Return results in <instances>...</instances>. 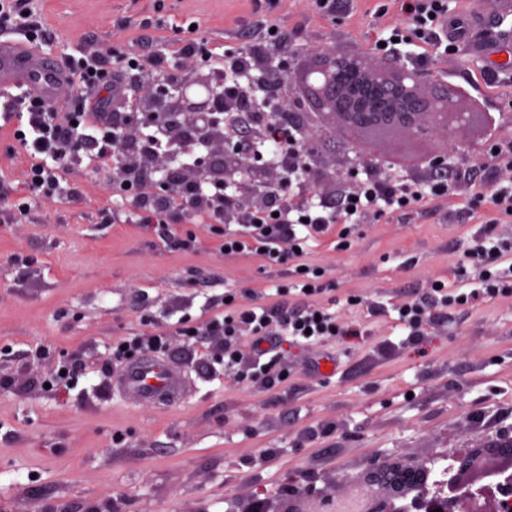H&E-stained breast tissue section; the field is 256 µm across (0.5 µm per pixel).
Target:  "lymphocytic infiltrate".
I'll list each match as a JSON object with an SVG mask.
<instances>
[{"label":"lymphocytic infiltrate","mask_w":512,"mask_h":512,"mask_svg":"<svg viewBox=\"0 0 512 512\" xmlns=\"http://www.w3.org/2000/svg\"><path fill=\"white\" fill-rule=\"evenodd\" d=\"M180 43L181 56L207 66L213 77L223 79L225 91L231 93L238 87L241 70H251L254 79L264 80V72L256 68V59L273 52L287 53L293 39L287 29L279 27L263 38L247 39L241 51L224 56L215 55L208 41L201 37H184ZM67 66L71 95L64 104L52 105L27 93L17 96L8 110L9 115L23 119L24 129L18 143L31 149L34 155L27 173L32 199L58 194L61 173L76 160L73 141L94 144L98 159L122 165L125 155L117 150L113 136L117 126L130 117V84L150 87L162 79L175 84L182 79L167 56L153 50L134 57L114 55L108 70L85 58L68 60ZM272 109V103L262 102L254 111L230 109L224 113V134L228 139L245 153L255 151V142L263 141L265 149L259 153L260 163L272 162L282 170L281 178L273 181L263 176L260 168L251 170L265 202L256 207L248 199L237 200L234 209L241 230L225 233V254L243 249L263 257L267 264L285 265L297 258L303 244L297 236L298 226H307L316 239L330 229H337L340 241L345 242L354 226L390 210L410 209L422 204L427 196L446 195L460 179L455 166L438 169L430 164L425 153L407 152L394 159L395 176L374 173L361 180L356 190L342 189L329 198L306 200V176L315 167L313 158L303 149L309 119L295 116L281 126L260 123L258 111ZM152 183L151 174L133 167L114 189L129 198L141 223L160 227L166 225L171 205L149 192ZM468 259L477 288L453 295L447 288L433 287L408 297L400 305L399 319L414 341L422 340L431 321L447 316L449 307L467 310L499 295V283L512 275L498 268L499 263L512 259V240L495 238L493 231H486L471 248ZM292 276V285H278V298L268 305H247L241 303L237 293H228L223 317L211 318L208 323L210 330L222 333L225 356L236 358L239 336L246 330L257 343L277 334L307 345L320 343L328 336L360 335V328L341 324L335 314L319 304V297L328 288L321 268L309 264L305 269H294Z\"/></svg>","instance_id":"1"}]
</instances>
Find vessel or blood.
<instances>
[{"mask_svg": "<svg viewBox=\"0 0 512 512\" xmlns=\"http://www.w3.org/2000/svg\"><path fill=\"white\" fill-rule=\"evenodd\" d=\"M66 81L63 68L39 57L21 41H0V88L25 85L46 100H54ZM119 391L133 401L162 397L180 398L184 377L178 368L155 359L144 358L123 368L116 381Z\"/></svg>", "mask_w": 512, "mask_h": 512, "instance_id": "b4317fda", "label": "vessel or blood"}]
</instances>
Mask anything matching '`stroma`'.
Segmentation results:
<instances>
[{"label":"stroma","instance_id":"stroma-1","mask_svg":"<svg viewBox=\"0 0 512 512\" xmlns=\"http://www.w3.org/2000/svg\"><path fill=\"white\" fill-rule=\"evenodd\" d=\"M26 21L0 24V36L24 39L55 62L140 53L150 31L179 64V27L200 22L215 52L279 24L301 45H328L372 56L398 20V0H343L336 15L313 0H22ZM447 0L474 23L472 39L448 48L410 37L407 69L463 87L492 122L480 147L449 154L479 181L407 212L356 227L348 247L331 236L308 259L324 267L331 289L322 302L363 336L298 347L282 342L268 388L252 338L225 369L224 338L205 328L225 290L269 303L284 266L262 257L225 255L224 227L193 220L166 237L138 224L112 191V168L81 154L61 192L19 213L31 158L0 126V512H230L235 497L284 493L298 485L344 487L383 455L418 459L486 443L512 432V294L431 322L421 344L409 341L395 308L434 281L459 287L473 239L487 229L512 237V218L492 196L511 181L494 158L512 136V67L491 72L487 43L512 51V0L483 6ZM190 247H182V239ZM141 334L165 336L151 357L181 367L194 385L181 402L128 403L113 392L112 346ZM336 371L322 374L325 358ZM80 374L56 385L62 364Z\"/></svg>","mask_w":512,"mask_h":512}]
</instances>
